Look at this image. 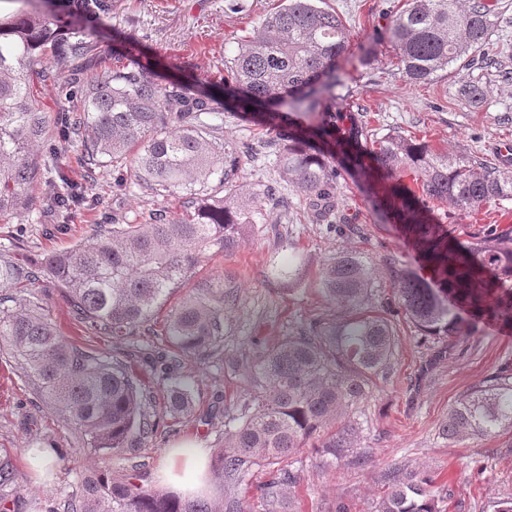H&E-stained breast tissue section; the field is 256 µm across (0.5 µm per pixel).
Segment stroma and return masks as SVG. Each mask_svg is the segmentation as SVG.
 Listing matches in <instances>:
<instances>
[{"mask_svg": "<svg viewBox=\"0 0 512 512\" xmlns=\"http://www.w3.org/2000/svg\"><path fill=\"white\" fill-rule=\"evenodd\" d=\"M326 2L349 26L355 58L373 30L385 26L402 4V0ZM278 4L279 0H112L111 11L96 25L98 65L111 66L114 55L130 52L154 66L164 79L191 76L204 86L222 88L224 59L234 50L238 36L251 31ZM496 68L477 62L454 66L445 76L410 85L401 78L389 49L383 48L373 64L352 70L351 101L362 108L371 133L397 131L494 163L498 160L494 144L512 139V84L499 83ZM472 81L490 89L482 105H468L457 94L462 84ZM224 137L238 144L244 154L239 173L244 190H271L278 203L271 207L266 223L255 225L232 252L204 261L162 304L140 335L153 349L166 351L172 310L213 279L236 284L238 298L227 316L223 346L202 358H185L179 369L196 394L194 417L177 424L164 416L162 406H154L159 428L151 439L135 442L129 455H103L83 443L51 411L39 407L33 388L20 379L7 343L0 340V448L12 449L21 475L15 512H49L55 502L78 490L92 468L118 476L139 462L144 486L160 489L158 471L166 453L183 442L214 456L224 440V414L235 411L243 399L245 379L255 358L283 336L306 328L314 318L334 313L321 291L319 271L336 251L353 249L372 261L375 303L393 319L401 317L397 301L401 271H414L431 287H438L412 239L401 225L385 221L376 212L372 195L353 178L341 179L337 203L355 224V232L317 223L289 184L279 179L275 148L261 113H225ZM41 152L68 171L95 203L66 219L47 206L42 187H35L29 211L0 220V252L19 251L38 263L48 254L89 242L94 225L114 220L138 224L150 211L178 213L183 209V197H153L121 187L125 168L95 174L83 170L76 147L61 145L57 138L45 142ZM431 218L442 235L462 243L474 241L491 224L504 240L512 239V201L489 203L471 212L442 204L432 209ZM292 254L309 265L308 277L293 287L275 272ZM35 291L63 336L103 355L120 352V345L111 339L90 338L79 330L63 291L44 283L36 285ZM453 345L451 356L433 359L432 340L402 327L387 374L359 407L360 445L366 450L362 463L344 461L324 467L311 450H302L293 463L299 482L276 492L283 512H336L340 502L350 512H376L387 492L385 476L394 467L434 476L437 487L448 493L441 503L443 512H494L497 502L512 497V432L459 442L439 435L450 407L473 386L503 368H512V337H499L497 330L484 325L454 339ZM50 446L59 448L64 458L54 463L48 481L41 483L27 451ZM208 479L206 498L210 502L221 506L232 498L241 512H269V476L264 468L251 466L239 480L214 473Z\"/></svg>", "mask_w": 512, "mask_h": 512, "instance_id": "35a3bbf8", "label": "stroma"}]
</instances>
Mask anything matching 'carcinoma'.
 <instances>
[{
  "instance_id": "carcinoma-1",
  "label": "carcinoma",
  "mask_w": 512,
  "mask_h": 512,
  "mask_svg": "<svg viewBox=\"0 0 512 512\" xmlns=\"http://www.w3.org/2000/svg\"><path fill=\"white\" fill-rule=\"evenodd\" d=\"M18 3L0 17V216L26 210L40 178L55 211L68 214L85 202L71 177L36 151L54 126L64 138L78 137L87 168L127 160L129 186L157 197H186L184 213L156 210L143 224H101L93 244L76 243L39 264L0 253V339L49 410L91 447L121 456L129 443L156 432L149 412L155 396L133 364L161 376L165 412L186 419L195 404L192 386L177 373L181 359L213 352L224 341L226 310L237 292L232 282L219 280L170 315L171 351L160 354L132 343L202 260L232 251L253 225L266 221L269 192L243 194L242 152L222 138V125L210 123L221 118L225 98L244 112L251 106L265 113L278 173L318 220L353 230L336 205L340 170L333 160L341 157L343 171L371 188L381 214L411 229L443 287L431 288L404 270L399 307L420 335L436 340V357H447L453 349L449 338L481 320L512 328V247L493 227L476 243L447 241L428 218L436 203L475 211L512 200V168L436 150L398 132L369 137L363 115L343 94L350 30L324 0H281L241 37L225 61L222 97L186 79L162 84L152 66L119 55L112 69L97 72L84 87L79 114L54 118L38 94V87L59 80L46 52L67 58L76 75L96 69L88 24L108 14L111 2L60 0L50 12L45 0ZM495 24L486 0H469L466 7L460 0H404L374 34L361 63L385 44L407 83H425L477 55L490 56ZM458 94L478 106L488 89L470 82ZM406 176L416 189L407 187ZM277 272L294 285L305 279L308 265L294 255ZM40 282L64 289L88 333L110 336L126 349L101 356L65 340L32 290ZM320 285L344 315L316 318L306 331L262 351L238 413L225 414V443L214 460L218 475L235 479L261 465L269 468L270 488L293 484L296 471L280 464L312 440L325 464L363 456L351 413L389 367L396 325L373 307L375 270L360 252L342 250L328 258ZM508 430L512 374L503 370L449 409L439 435L459 441ZM18 481L12 454L0 448V506L12 502ZM388 482L377 512H441L425 473L395 468ZM54 512L216 510L207 500L148 489L137 473L118 479L95 473Z\"/></svg>"
}]
</instances>
